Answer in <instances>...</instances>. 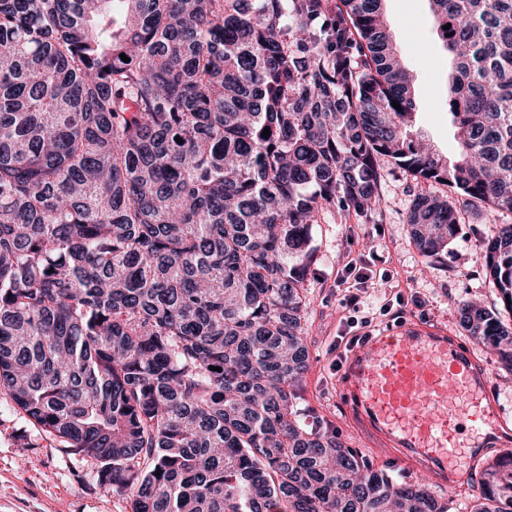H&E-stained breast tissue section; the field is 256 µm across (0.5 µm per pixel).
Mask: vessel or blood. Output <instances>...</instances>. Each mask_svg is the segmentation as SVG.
Masks as SVG:
<instances>
[{
  "instance_id": "1",
  "label": "vessel or blood",
  "mask_w": 512,
  "mask_h": 512,
  "mask_svg": "<svg viewBox=\"0 0 512 512\" xmlns=\"http://www.w3.org/2000/svg\"><path fill=\"white\" fill-rule=\"evenodd\" d=\"M488 390L484 366L459 336L410 317L353 345L336 370V397L356 434L444 489L512 447Z\"/></svg>"
}]
</instances>
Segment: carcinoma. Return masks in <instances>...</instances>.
I'll return each instance as SVG.
<instances>
[{
	"instance_id": "carcinoma-1",
	"label": "carcinoma",
	"mask_w": 512,
	"mask_h": 512,
	"mask_svg": "<svg viewBox=\"0 0 512 512\" xmlns=\"http://www.w3.org/2000/svg\"><path fill=\"white\" fill-rule=\"evenodd\" d=\"M383 2L0 0V393L132 512H450L300 408L320 213L377 210L385 158L512 213V0H428L452 161ZM407 224L432 259L458 231L423 190ZM486 271L512 313V224ZM479 484L512 512V452Z\"/></svg>"
}]
</instances>
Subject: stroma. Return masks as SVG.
Segmentation results:
<instances>
[{
    "label": "stroma",
    "instance_id": "35a3bbf8",
    "mask_svg": "<svg viewBox=\"0 0 512 512\" xmlns=\"http://www.w3.org/2000/svg\"><path fill=\"white\" fill-rule=\"evenodd\" d=\"M384 11L397 48L414 77V124L439 153L455 157L459 147L448 118L447 55L427 0H385ZM382 205L370 217L327 212L312 227L316 265L306 281L307 330L312 341L303 379L306 403L327 418L350 447H361L336 401L335 369L340 339L378 333L413 315L464 336L463 304L498 308V293L486 272L485 244L512 214L485 203H452L460 213L458 233L438 258L416 248L406 222L420 186L388 161L380 163ZM361 256L373 277L343 304L336 273L347 254ZM96 462L58 447L0 396V512H131L127 495L99 485Z\"/></svg>",
    "mask_w": 512,
    "mask_h": 512
}]
</instances>
